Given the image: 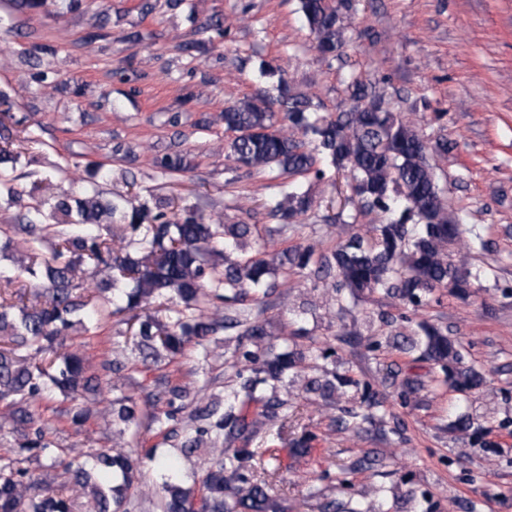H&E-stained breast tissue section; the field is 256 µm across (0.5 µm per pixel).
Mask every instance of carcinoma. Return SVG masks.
<instances>
[{"label":"carcinoma","mask_w":512,"mask_h":512,"mask_svg":"<svg viewBox=\"0 0 512 512\" xmlns=\"http://www.w3.org/2000/svg\"><path fill=\"white\" fill-rule=\"evenodd\" d=\"M347 0L331 5L327 0H301V11L323 55L340 51L347 42L341 9ZM278 103L285 125L273 122L272 102L261 96L231 101L220 113L227 131L235 133L227 158L249 171L277 169L288 175H312L321 182L326 170L318 159L347 173L350 200L359 210L379 215L376 235L367 239L351 236L330 254L313 259L306 248L284 253L279 267L285 271L307 270L316 277L336 271V288L351 293L382 290L387 295L418 306L422 297L437 288L463 292L468 287L465 272L453 261L454 247L462 230L439 187L427 153L446 152L448 142L427 141L398 112L387 108L370 115L356 107L348 112L313 115L306 102L292 97L278 82ZM22 153L0 147V192L13 201L23 194L17 177L11 175ZM153 164L162 172L187 170L180 153H165ZM118 194L104 203L95 192L84 197L63 193L53 203L28 208L17 224H0V249L18 247L22 237L30 262L17 271H0V403L3 417L21 435L15 452L27 459L50 453L45 433L33 426L30 407L49 388L65 394L96 392L98 377L86 374L81 358L66 350L71 330L99 324L116 313L130 311L141 302L164 298L172 302L166 321L151 318L138 322L137 346L152 363H171L176 354L194 342L202 344L220 329H236L238 335L260 341L263 324L241 308L228 309L222 317L205 313L213 302L235 303L248 290L266 287L267 263L246 257L231 260L228 254L245 253L252 245L250 224L206 223L195 206L185 202L183 217L168 210L159 199L131 209ZM309 190L293 184L270 216L285 224L311 209ZM24 277L44 305L16 307L13 279ZM424 354L440 364L443 383L466 392L482 383L474 371H456L454 343L437 328H424ZM297 362L293 351L283 350L263 361L248 383L276 388ZM306 391L330 399L336 383L314 378ZM118 419L137 422V403L127 396ZM204 425L196 436L186 437L181 452L194 453L199 436L224 439V447L213 449L203 479V493L196 500L176 479L168 461L159 463L163 472L159 512H286L270 495L278 467L261 470L244 465L246 452L233 444L249 430L258 432L260 422L249 421L239 407V395L224 394L223 405L206 404L196 410ZM72 470L73 479L94 488L89 512H129L122 496L107 487L112 472L120 470L131 480L134 464L112 449H102ZM0 512H73L63 489H52L26 469L0 471Z\"/></svg>","instance_id":"carcinoma-1"}]
</instances>
